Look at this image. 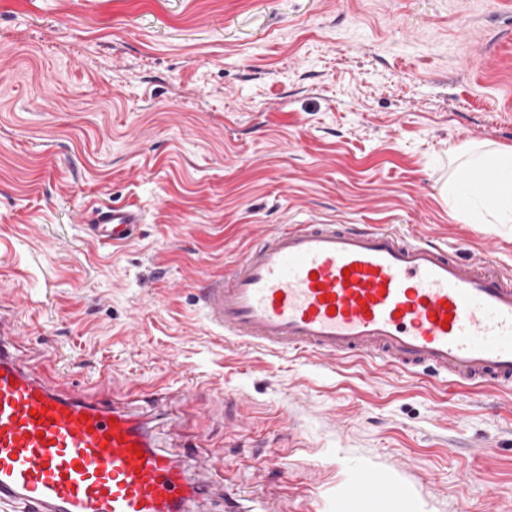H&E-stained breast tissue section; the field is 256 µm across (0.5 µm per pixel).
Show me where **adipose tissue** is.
Returning a JSON list of instances; mask_svg holds the SVG:
<instances>
[{
  "instance_id": "1",
  "label": "adipose tissue",
  "mask_w": 512,
  "mask_h": 512,
  "mask_svg": "<svg viewBox=\"0 0 512 512\" xmlns=\"http://www.w3.org/2000/svg\"><path fill=\"white\" fill-rule=\"evenodd\" d=\"M489 172L494 184L490 196L479 197L476 175ZM451 194L462 204L470 205L474 198H482L484 208L492 223H512V149H495L486 153L469 155L464 164V174L450 187Z\"/></svg>"
}]
</instances>
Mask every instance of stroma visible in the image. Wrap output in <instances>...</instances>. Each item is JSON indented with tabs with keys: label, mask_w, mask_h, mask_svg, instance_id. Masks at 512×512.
<instances>
[{
	"label": "stroma",
	"mask_w": 512,
	"mask_h": 512,
	"mask_svg": "<svg viewBox=\"0 0 512 512\" xmlns=\"http://www.w3.org/2000/svg\"><path fill=\"white\" fill-rule=\"evenodd\" d=\"M512 148V0H0V319L25 369L224 456L193 512H332L353 464L419 512H512V392L266 351L198 308L259 238L392 224L512 271L460 151ZM137 205L121 246L86 209Z\"/></svg>",
	"instance_id": "35a3bbf8"
}]
</instances>
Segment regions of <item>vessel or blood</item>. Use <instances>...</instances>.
I'll return each instance as SVG.
<instances>
[{"instance_id":"1","label":"vessel or blood","mask_w":512,"mask_h":512,"mask_svg":"<svg viewBox=\"0 0 512 512\" xmlns=\"http://www.w3.org/2000/svg\"><path fill=\"white\" fill-rule=\"evenodd\" d=\"M137 206L94 207L91 238L135 235ZM225 337L300 354H374L406 371L512 390V273L479 270L427 237L370 224H285L199 295ZM215 451L194 472L152 448L140 417L31 377L0 335V512H186L210 494ZM352 492L416 512L407 485L358 468Z\"/></svg>"}]
</instances>
